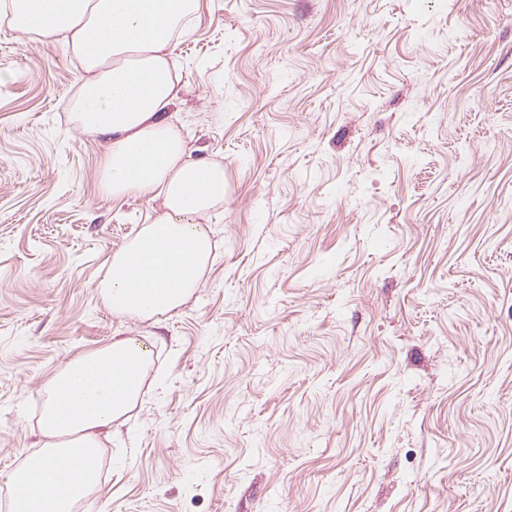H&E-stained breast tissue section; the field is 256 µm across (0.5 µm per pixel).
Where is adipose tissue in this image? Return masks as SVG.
Instances as JSON below:
<instances>
[{"mask_svg": "<svg viewBox=\"0 0 512 512\" xmlns=\"http://www.w3.org/2000/svg\"><path fill=\"white\" fill-rule=\"evenodd\" d=\"M197 0H0L24 35L63 37L86 73L71 118L105 138L100 187L111 198L161 200L153 223L112 254L98 288L113 315L162 319L198 288L212 262L208 225L224 203V166L192 158L168 118L178 97L172 53ZM151 358L119 338L70 358L51 379L40 415L43 451L9 470L12 512H73L100 486V436L143 394Z\"/></svg>", "mask_w": 512, "mask_h": 512, "instance_id": "obj_1", "label": "adipose tissue"}]
</instances>
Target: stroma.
Here are the masks:
<instances>
[{"mask_svg": "<svg viewBox=\"0 0 512 512\" xmlns=\"http://www.w3.org/2000/svg\"><path fill=\"white\" fill-rule=\"evenodd\" d=\"M174 60L225 194L157 323L96 282L160 201L102 193L71 50L0 18V473L133 337L168 386L75 512H512V0H198Z\"/></svg>", "mask_w": 512, "mask_h": 512, "instance_id": "35a3bbf8", "label": "stroma"}]
</instances>
